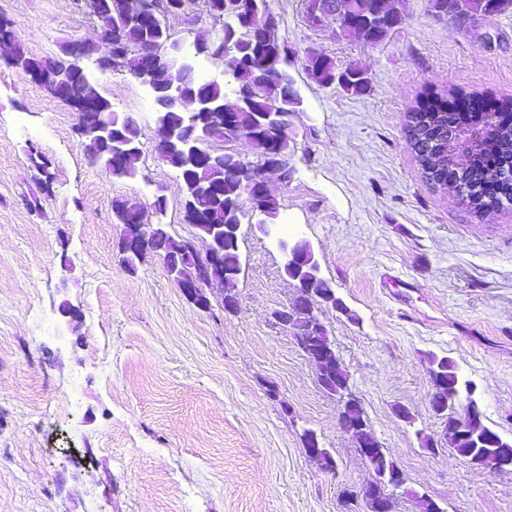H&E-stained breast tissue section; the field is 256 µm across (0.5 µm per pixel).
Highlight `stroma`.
I'll return each mask as SVG.
<instances>
[{"mask_svg": "<svg viewBox=\"0 0 512 512\" xmlns=\"http://www.w3.org/2000/svg\"><path fill=\"white\" fill-rule=\"evenodd\" d=\"M399 2L405 23L366 46L310 26L305 0H269L302 102L289 117V178H267L284 239L309 242L350 310L321 319L408 487L443 512H512V473L449 448L428 374L429 354L453 360L485 424L512 438V209L477 216L431 186L405 130L430 93L512 98V14L463 29L432 17L429 0ZM193 11L166 20L187 60L222 28ZM0 16L38 59L98 40L76 0H0ZM311 51L366 69L368 91L310 81ZM86 69L139 130L135 178L90 164L72 106L0 51V512H352L375 475L338 423L337 398L273 321L294 296L281 248L242 225L233 314L216 297L207 312L188 303L158 257L121 268L115 200L139 203L175 239L198 235L179 175L156 152L151 89ZM307 429L334 472L308 456Z\"/></svg>", "mask_w": 512, "mask_h": 512, "instance_id": "stroma-1", "label": "stroma"}]
</instances>
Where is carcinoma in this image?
Listing matches in <instances>:
<instances>
[{"instance_id": "obj_1", "label": "carcinoma", "mask_w": 512, "mask_h": 512, "mask_svg": "<svg viewBox=\"0 0 512 512\" xmlns=\"http://www.w3.org/2000/svg\"><path fill=\"white\" fill-rule=\"evenodd\" d=\"M112 13V50L119 67L133 74L139 68L137 49L151 39L157 45L170 40L167 28L149 32L130 17V0H105ZM239 22L231 15V5L226 0H212L213 15L222 20L223 36L213 45L212 55L223 56L224 82L216 80L197 82L206 97L224 105V111L234 117L243 133H226L219 129L212 137L226 141H239L249 145L256 153L257 161L235 160L234 154L224 153V169L217 173L198 172L202 179L218 183V189L204 197L208 224H236L239 221L238 206L244 197L246 181L242 169H262L265 162V145L268 137L264 113L275 110L283 117L281 133L275 148L280 156L288 153L291 131L288 116L301 103L300 95L287 90L285 78L291 77L290 51L281 39L278 24L268 0H235ZM343 12L336 21V29L344 36L367 46H376L405 21L404 12L383 0H341ZM512 12V0H463V14L469 18L494 17ZM0 43L11 44V64L25 75L46 81L52 75L71 77L73 99H97L103 108L112 113L114 129L131 141L134 153L121 174L123 178L136 176L135 163L139 160L138 131L134 122L112 112L111 104L100 94L97 83L83 77L85 68L81 62L68 60H37L25 52L13 22L0 19ZM303 69L307 77L321 87H334L346 94L362 95L370 85L364 69L351 65L342 69L322 52L306 55ZM196 111L192 104V92H187V104L167 111L169 125H184L189 113ZM423 124L429 128L425 137L413 144L412 152L420 159L430 157L433 151L448 152V134L480 133L473 141L471 151L464 154L465 161L458 168H442L436 173L439 181L454 184L482 208L499 209L512 202V121L500 112H482L468 122H463L456 112L437 105L421 104L408 116V124ZM165 163L172 167L184 183L186 194L199 191L193 173L179 152H171ZM261 214L274 223L279 214L277 198L266 191L261 204ZM241 266L239 245L224 243V288H234L229 273ZM432 370L443 378L448 386L458 390L465 387V380L451 360L433 356ZM448 447L456 455L473 463L481 453V445L466 433L448 435Z\"/></svg>"}]
</instances>
